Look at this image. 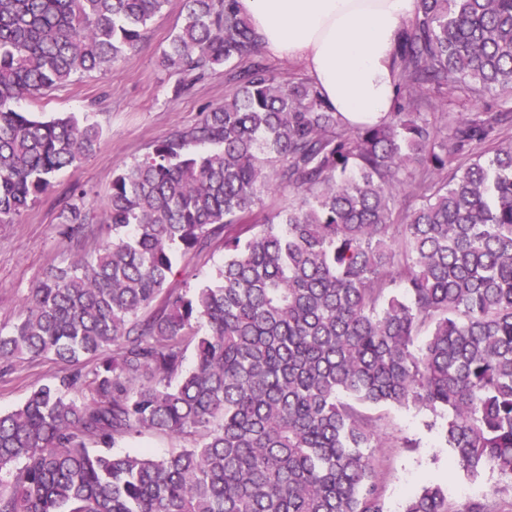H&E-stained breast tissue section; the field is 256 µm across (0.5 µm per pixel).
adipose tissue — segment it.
<instances>
[{
  "label": "adipose tissue",
  "instance_id": "ef3b65f1",
  "mask_svg": "<svg viewBox=\"0 0 512 512\" xmlns=\"http://www.w3.org/2000/svg\"><path fill=\"white\" fill-rule=\"evenodd\" d=\"M266 51L298 61L350 127L393 111L399 35L416 0H239Z\"/></svg>",
  "mask_w": 512,
  "mask_h": 512
}]
</instances>
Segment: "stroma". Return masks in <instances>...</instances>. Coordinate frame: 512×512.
Returning a JSON list of instances; mask_svg holds the SVG:
<instances>
[{
  "instance_id": "35a3bbf8",
  "label": "stroma",
  "mask_w": 512,
  "mask_h": 512,
  "mask_svg": "<svg viewBox=\"0 0 512 512\" xmlns=\"http://www.w3.org/2000/svg\"><path fill=\"white\" fill-rule=\"evenodd\" d=\"M182 22L181 0H168L149 24L135 51L104 73L75 78L36 100L23 101L31 117L47 120L63 113L96 123L103 131L99 148L79 165L60 172L53 189L22 216L19 223L0 224V330L10 331L18 320L30 288L52 266L91 256L104 244L99 232L66 239L60 224V200L72 188L85 191V204L100 218L112 187L114 172L130 166L172 131L194 123L204 108L223 102L232 87L226 70H218L181 98H173L176 77L161 65V55L175 27ZM224 263L222 241L180 260L170 287L193 288L215 277ZM51 360L20 361L0 374V412L21 405L31 390L57 375ZM425 410L390 408L381 425L387 445L375 455L378 477L390 512H399L407 493L423 478L437 477L463 501L498 483L497 474L478 478L449 472L448 450Z\"/></svg>"
}]
</instances>
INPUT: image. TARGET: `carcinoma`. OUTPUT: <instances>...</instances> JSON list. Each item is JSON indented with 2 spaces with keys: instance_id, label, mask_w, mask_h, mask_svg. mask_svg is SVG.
Masks as SVG:
<instances>
[{
  "instance_id": "cac0c4a2",
  "label": "carcinoma",
  "mask_w": 512,
  "mask_h": 512,
  "mask_svg": "<svg viewBox=\"0 0 512 512\" xmlns=\"http://www.w3.org/2000/svg\"><path fill=\"white\" fill-rule=\"evenodd\" d=\"M167 2L0 0V224L102 138L18 104L126 59ZM181 14L161 56L174 96L222 67L235 88L113 175L102 249L49 268L0 333L4 370L60 367L0 414V512H389L369 413L382 407L431 412L452 468L509 480L463 504L428 480L402 512H505L512 140L495 128L512 113V0H417L394 111L356 128L267 66L238 0H182ZM428 86L503 111L440 127L421 111ZM410 164L422 188L397 221ZM273 189L293 201L264 210ZM84 198L63 204L66 239L88 228ZM217 238L214 282L167 287ZM142 433L182 446L112 451Z\"/></svg>"
}]
</instances>
